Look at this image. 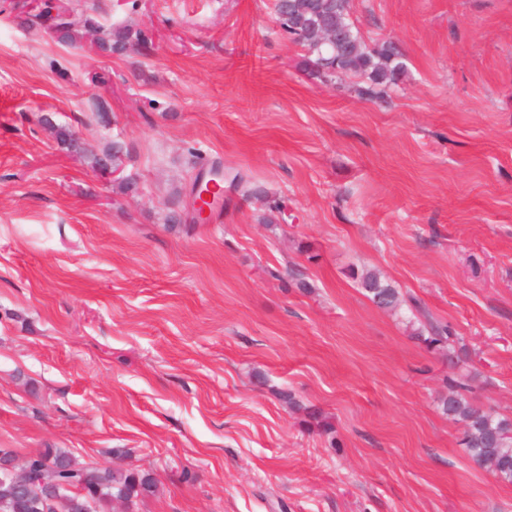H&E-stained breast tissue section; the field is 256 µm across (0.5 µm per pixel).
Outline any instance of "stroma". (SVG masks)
<instances>
[{"label": "stroma", "mask_w": 512, "mask_h": 512, "mask_svg": "<svg viewBox=\"0 0 512 512\" xmlns=\"http://www.w3.org/2000/svg\"><path fill=\"white\" fill-rule=\"evenodd\" d=\"M85 10L65 43L0 0V448L153 473L130 512H512L438 409L455 378L512 419V0H352L403 55L374 99L301 70L273 0ZM217 162L263 195L193 223ZM149 41V37L141 29L133 30L128 26L116 27L113 31L112 44L110 50L116 54H123L131 49L139 50ZM360 282L368 299L379 308L394 309L405 301L401 299L398 289L384 280L377 272L363 273ZM408 302L411 304L410 307L418 312L422 317L426 319V325L424 326L427 336L420 333L419 337H423V342L428 347L432 348H444L448 343V339L451 336V331L447 324H443L439 321L434 320L425 308L415 298H409Z\"/></svg>", "instance_id": "1"}]
</instances>
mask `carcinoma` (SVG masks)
<instances>
[{"instance_id": "cac0c4a2", "label": "carcinoma", "mask_w": 512, "mask_h": 512, "mask_svg": "<svg viewBox=\"0 0 512 512\" xmlns=\"http://www.w3.org/2000/svg\"><path fill=\"white\" fill-rule=\"evenodd\" d=\"M351 0H288L276 17L282 34L304 51L300 67L322 80L338 74H353L370 82L368 93L378 87L397 85L403 70L400 52L391 43L377 49L369 48L350 19ZM49 24L62 36L68 37L83 23L72 5L44 4L39 14L31 15L29 29ZM330 27L343 28L348 39L331 44L325 31ZM149 37L141 29L127 26L113 31L110 50L123 54L145 46ZM368 299L377 307L394 309L402 303L398 289L378 273L367 271L360 277ZM416 312L426 319L427 336L423 342L432 348H443L451 331L448 325L434 320L414 298L408 299ZM466 385L454 378L448 379V396L439 400L441 412L448 418L464 423L463 444L475 464L489 471L498 480L512 484V420L472 404L462 395ZM5 462L12 469L33 471L42 462L60 468L59 478L69 489L60 492L58 500L45 506L36 501L33 489L17 491L0 485V512H104L115 499H144L154 494L157 480L151 473L114 471L98 464H79L59 448H46L28 457L22 466L15 464L14 453Z\"/></svg>"}]
</instances>
